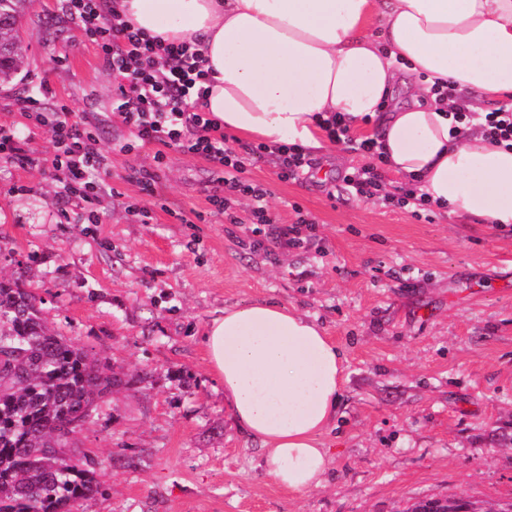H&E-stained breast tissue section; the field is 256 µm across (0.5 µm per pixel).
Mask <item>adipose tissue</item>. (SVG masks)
Masks as SVG:
<instances>
[{"mask_svg": "<svg viewBox=\"0 0 512 512\" xmlns=\"http://www.w3.org/2000/svg\"><path fill=\"white\" fill-rule=\"evenodd\" d=\"M150 35L195 39L210 72L203 111L266 145L325 147L322 123L378 120L388 168L434 208L512 224V150L479 125L450 132L452 83L470 111L512 99V0H117ZM202 343L239 429L292 493L321 487L319 437L335 418L343 353L296 309H225Z\"/></svg>", "mask_w": 512, "mask_h": 512, "instance_id": "obj_1", "label": "adipose tissue"}]
</instances>
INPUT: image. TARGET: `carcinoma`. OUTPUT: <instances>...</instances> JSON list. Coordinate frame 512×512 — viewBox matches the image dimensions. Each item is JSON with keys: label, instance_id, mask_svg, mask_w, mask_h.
<instances>
[{"label": "carcinoma", "instance_id": "cac0c4a2", "mask_svg": "<svg viewBox=\"0 0 512 512\" xmlns=\"http://www.w3.org/2000/svg\"><path fill=\"white\" fill-rule=\"evenodd\" d=\"M30 0H0V84L16 81L19 18ZM141 378L105 372L99 359L73 339L51 331L35 296L18 280L0 281V512H69L97 491L91 459L77 433L97 400ZM458 501L430 500L408 512L464 509Z\"/></svg>", "mask_w": 512, "mask_h": 512}]
</instances>
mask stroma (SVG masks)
I'll use <instances>...</instances> for the list:
<instances>
[{
  "label": "stroma",
  "mask_w": 512,
  "mask_h": 512,
  "mask_svg": "<svg viewBox=\"0 0 512 512\" xmlns=\"http://www.w3.org/2000/svg\"><path fill=\"white\" fill-rule=\"evenodd\" d=\"M27 74L0 92V276L21 278L63 332L139 390L99 400L78 438L99 490L71 512H406L430 499L471 512L512 503V226L351 193L368 156L329 143L304 179L270 160L244 180L268 191L274 225L314 219L305 242L255 246L248 198L210 200L222 172L176 150L145 192L155 145L111 153L104 192L65 197L47 121L61 107L102 145L129 138L95 46L60 8L31 0L20 27ZM53 90L38 124L19 98ZM148 207L149 221L135 215ZM96 223H88V215ZM267 300L320 324L343 352L335 420L320 437L322 487L282 490L241 432L208 370L202 336L224 309Z\"/></svg>",
  "instance_id": "obj_1"
}]
</instances>
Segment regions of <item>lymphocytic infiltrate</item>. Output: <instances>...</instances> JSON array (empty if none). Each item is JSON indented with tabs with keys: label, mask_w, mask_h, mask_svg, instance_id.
Returning <instances> with one entry per match:
<instances>
[{
	"label": "lymphocytic infiltrate",
	"mask_w": 512,
	"mask_h": 512,
	"mask_svg": "<svg viewBox=\"0 0 512 512\" xmlns=\"http://www.w3.org/2000/svg\"><path fill=\"white\" fill-rule=\"evenodd\" d=\"M61 2L63 12L96 45L112 74L118 110L131 132L130 139L119 145V152L127 154L153 144L159 165L170 149L203 157L223 168L225 186L251 200L254 223L270 224L266 190L243 180L242 175L248 165L271 157L280 180H299L311 165L305 149L297 144H260L237 152L229 147L218 120L194 110L188 101L189 95L201 98L207 92L208 72L201 54L187 43H167L119 16H106L101 0ZM325 131L330 141L349 145L371 159L368 167L346 179L356 195L371 197L382 191L385 155L381 145L373 139H351L348 126L339 117L328 120ZM48 133L57 148L52 166L64 177L65 196L90 199L101 189L91 174L107 161L92 125L73 119L67 110L50 125Z\"/></svg>",
	"instance_id": "f902f5d3"
}]
</instances>
